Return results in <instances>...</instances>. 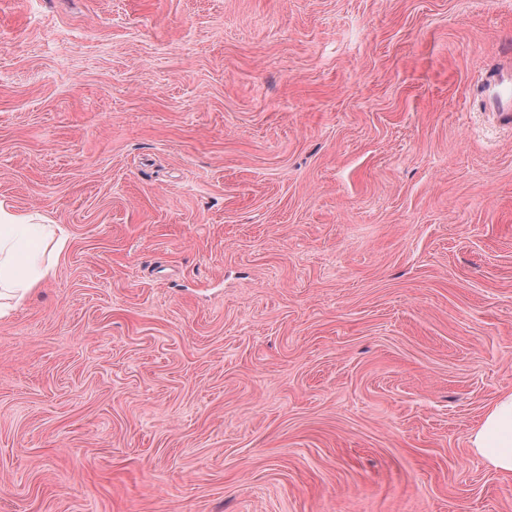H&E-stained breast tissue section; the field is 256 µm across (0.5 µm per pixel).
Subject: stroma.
Returning <instances> with one entry per match:
<instances>
[{"mask_svg":"<svg viewBox=\"0 0 512 512\" xmlns=\"http://www.w3.org/2000/svg\"><path fill=\"white\" fill-rule=\"evenodd\" d=\"M512 0H0V512H512ZM476 94L483 100L485 108L496 112H512V48L502 49L496 60L488 64ZM68 241L63 225L0 200V318L55 271ZM469 443L488 468L512 474V392L500 394L491 403Z\"/></svg>","mask_w":512,"mask_h":512,"instance_id":"1","label":"stroma"}]
</instances>
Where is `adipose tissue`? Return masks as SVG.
Returning <instances> with one entry per match:
<instances>
[{"label":"adipose tissue","mask_w":512,"mask_h":512,"mask_svg":"<svg viewBox=\"0 0 512 512\" xmlns=\"http://www.w3.org/2000/svg\"><path fill=\"white\" fill-rule=\"evenodd\" d=\"M68 241L63 225L0 200V317L55 271ZM469 443L488 468L512 474V392L491 403Z\"/></svg>","instance_id":"obj_1"}]
</instances>
